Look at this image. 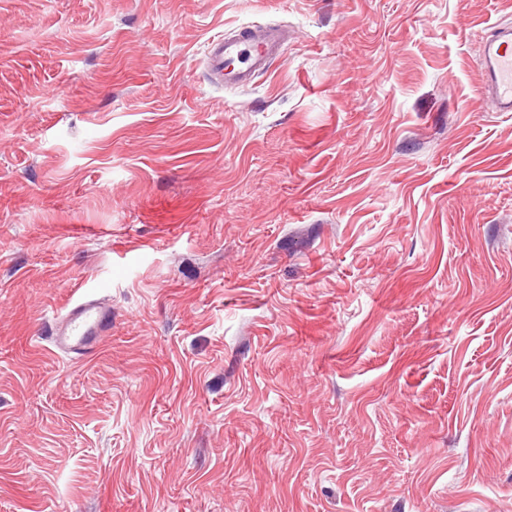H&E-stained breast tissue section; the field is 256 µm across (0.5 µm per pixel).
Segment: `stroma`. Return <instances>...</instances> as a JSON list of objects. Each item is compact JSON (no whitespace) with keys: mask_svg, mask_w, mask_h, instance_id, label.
I'll list each match as a JSON object with an SVG mask.
<instances>
[{"mask_svg":"<svg viewBox=\"0 0 512 512\" xmlns=\"http://www.w3.org/2000/svg\"><path fill=\"white\" fill-rule=\"evenodd\" d=\"M295 39L228 88L210 40ZM512 0H0V512H512ZM89 363L49 350L74 288ZM484 90L492 112H512V28L494 25L481 45ZM112 330V306L99 298L77 295L50 328L52 351L72 362L91 358Z\"/></svg>","mask_w":512,"mask_h":512,"instance_id":"1","label":"stroma"}]
</instances>
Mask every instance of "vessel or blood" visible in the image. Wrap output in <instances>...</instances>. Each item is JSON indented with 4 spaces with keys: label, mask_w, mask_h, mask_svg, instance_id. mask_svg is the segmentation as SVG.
<instances>
[{
    "label": "vessel or blood",
    "mask_w": 512,
    "mask_h": 512,
    "mask_svg": "<svg viewBox=\"0 0 512 512\" xmlns=\"http://www.w3.org/2000/svg\"><path fill=\"white\" fill-rule=\"evenodd\" d=\"M278 32L264 24H251L228 37L209 42V72L230 87L248 86L265 72L280 50ZM484 90L493 112H512V28L492 26L481 45ZM112 329V307L101 299L78 294L50 329L53 352L70 361L91 358Z\"/></svg>",
    "instance_id": "1"
}]
</instances>
